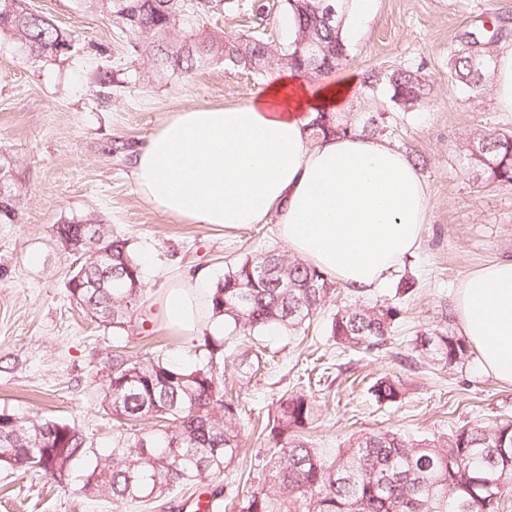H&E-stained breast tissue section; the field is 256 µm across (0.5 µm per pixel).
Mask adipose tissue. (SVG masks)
Masks as SVG:
<instances>
[{
  "instance_id": "1",
  "label": "adipose tissue",
  "mask_w": 512,
  "mask_h": 512,
  "mask_svg": "<svg viewBox=\"0 0 512 512\" xmlns=\"http://www.w3.org/2000/svg\"><path fill=\"white\" fill-rule=\"evenodd\" d=\"M356 87L352 77L310 83L279 72L246 103L172 113L135 152L138 190L188 224L276 222L293 254L353 293L372 292L418 247L428 191L415 162L382 139L310 140L317 112L336 110ZM205 293L170 285L162 321L199 332ZM455 314L483 368L512 386V258L463 279Z\"/></svg>"
}]
</instances>
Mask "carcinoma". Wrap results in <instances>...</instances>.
<instances>
[{
    "instance_id": "obj_1",
    "label": "carcinoma",
    "mask_w": 512,
    "mask_h": 512,
    "mask_svg": "<svg viewBox=\"0 0 512 512\" xmlns=\"http://www.w3.org/2000/svg\"><path fill=\"white\" fill-rule=\"evenodd\" d=\"M113 23L131 36L133 50L150 61L144 71L156 81L186 76L222 61L258 77L289 70L300 77L325 76L347 59L341 27L350 0H282L291 16L294 37L278 42L265 33L226 38L205 26L213 0H99ZM7 33L30 55L63 53L73 39L26 6L25 0H0V33ZM495 35H472L454 51L451 78L470 94L478 93L494 71ZM362 93L386 92L391 107L409 111L423 106L430 85L420 70L365 71ZM384 111L361 119L357 112H321L313 123L315 138L358 132L382 136ZM465 155L475 176L489 184H512V131L477 133ZM16 196L0 198V224H13ZM84 263L69 278L71 299L88 314L119 333L138 310L144 288L142 269L128 241L95 225ZM334 282L322 271L276 249L246 258L224 273L207 296V319L229 337L252 336L276 325L298 330L333 293ZM400 310L381 304L339 310L331 336L344 350H373L390 342ZM224 337L203 330L200 361L185 369L166 360H133L112 355L102 405L119 420H153L117 441L98 460L82 485L123 505L149 506L170 490L197 477L220 478L240 452L239 404L225 396L224 367L242 377L260 369L259 357L244 350L224 356ZM411 351L445 366L469 358L465 341L447 327L415 336ZM371 391L380 403L404 397L400 380L379 378ZM317 414L312 392L279 398L265 428L276 440L260 489L238 500L240 512H506L512 504V421L461 428L451 434L410 439L383 430L365 435L333 457L301 439ZM67 422L37 414L0 412V464L17 471H42L67 479L90 448L71 427L64 453L44 455Z\"/></svg>"
}]
</instances>
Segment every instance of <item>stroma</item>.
Returning a JSON list of instances; mask_svg holds the SVG:
<instances>
[{
	"label": "stroma",
	"instance_id": "1",
	"mask_svg": "<svg viewBox=\"0 0 512 512\" xmlns=\"http://www.w3.org/2000/svg\"><path fill=\"white\" fill-rule=\"evenodd\" d=\"M27 6L74 41L70 51L35 59L0 35V155L10 163L18 196L16 223L0 224V412L66 421L86 436L92 455L103 456L128 431L101 404L114 350L187 368L198 360V336L172 333L158 315L171 275L199 274L215 283L245 257L286 248L273 224L227 230L187 224L150 206L133 180L134 152L168 113L243 103L266 82L217 63L188 78L148 83L138 78L143 64L127 33L95 0H27ZM206 23L227 36L257 26L276 39L288 36L280 0H241L230 12L216 0ZM495 23L512 29V0H374L369 22L349 40V57L335 74L411 67L429 79L425 106L387 114L388 142L418 158L428 187L421 243L375 291L359 296L337 287L306 331L256 335L272 364L250 379L224 373L245 408L240 456L223 480L189 481L158 498L151 512H185L197 492L230 483L243 494L260 488L274 442L256 421L274 411L283 393L303 390L305 368L319 359L331 371L315 394L318 413L304 439L326 455L379 430L419 438L512 419V386L485 373L477 355L450 367L418 355L409 363L398 358L421 329L457 328L462 279L512 258V186L477 180L464 159L475 131L510 130L512 113L498 110L492 85L473 96L450 78L452 53L467 33ZM85 218L128 239L143 269L144 303L118 335L68 294L84 257L63 246L55 227ZM408 281L413 289L402 293ZM375 302L401 311L390 344L368 353L337 350L332 315ZM385 373L402 381L401 402L381 404L372 394ZM87 475L80 469L59 481L0 466V512H142L80 493Z\"/></svg>",
	"mask_w": 512,
	"mask_h": 512
}]
</instances>
